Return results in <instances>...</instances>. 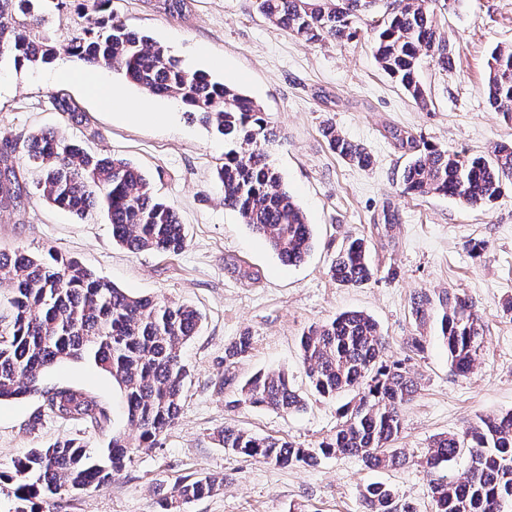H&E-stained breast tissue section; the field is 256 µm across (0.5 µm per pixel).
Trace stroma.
Segmentation results:
<instances>
[{
    "instance_id": "35a3bbf8",
    "label": "stroma",
    "mask_w": 512,
    "mask_h": 512,
    "mask_svg": "<svg viewBox=\"0 0 512 512\" xmlns=\"http://www.w3.org/2000/svg\"><path fill=\"white\" fill-rule=\"evenodd\" d=\"M112 9L188 69L237 87L264 108L279 133L267 151L312 224L315 242L303 263L286 265L225 207L214 184L224 143L185 110L166 126L130 125L101 110L79 86L51 80L53 64L0 63V131L24 137L53 130L84 141L90 152L126 160L174 206L186 233L178 255L133 252L113 241L105 216L80 217L34 195L15 223L0 224V250L51 249L131 296H165L202 315L183 349L187 376L177 422L154 448L136 452L110 484L82 495L66 512H155L158 490L173 495L183 478L206 474L222 475L223 488L183 512H361L359 493L373 482L392 485L418 512H431L427 477L417 464L371 470L358 458L329 456L313 467H278L225 451L216 436L228 423L299 448L318 447L332 435L349 397L312 391L297 341L311 325L346 311L377 320L389 356L409 357L419 378L397 442L407 453L420 454L435 435L462 432L478 417L512 410V312L504 309L512 298V186L478 210L445 197L407 194L401 182L407 157L384 132L396 125L426 143L481 155L512 139V124L493 112L485 90L493 48L512 44V0H430L454 63L445 72L435 58L422 57L419 79L429 97L424 108L380 68L365 24L354 38L308 43L265 19L257 0H191L178 20L147 0H112ZM215 59L223 68L212 67ZM58 95L77 106L85 123L64 119L53 104ZM328 120L370 151V168L349 165L329 149L321 133ZM388 213L394 226L380 230ZM349 237L366 240L374 268L373 278L355 288L336 284L329 274ZM473 240L482 242L481 256L471 254ZM241 266L255 279L242 278ZM442 290L467 293L483 317L484 347L467 377L452 372L435 325L427 327L424 352L412 356L405 346L416 332L413 299ZM243 333L251 336L252 349L228 383L224 346ZM278 369L304 395L303 411L236 404L240 380ZM41 386L86 391L108 409L109 420L88 432L41 415V396L2 400L0 471L69 436H85L93 454L114 435L133 437L117 385L91 362L59 363L43 374Z\"/></svg>"
}]
</instances>
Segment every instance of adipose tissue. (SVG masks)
Returning a JSON list of instances; mask_svg holds the SVG:
<instances>
[{"label": "adipose tissue", "instance_id": "adipose-tissue-1", "mask_svg": "<svg viewBox=\"0 0 512 512\" xmlns=\"http://www.w3.org/2000/svg\"><path fill=\"white\" fill-rule=\"evenodd\" d=\"M54 77L58 80L80 84L102 108L116 112L118 117L127 123L165 124L171 118L170 113L167 112L130 108L126 103L122 89L106 80L100 70L73 69L64 65L56 70Z\"/></svg>", "mask_w": 512, "mask_h": 512}]
</instances>
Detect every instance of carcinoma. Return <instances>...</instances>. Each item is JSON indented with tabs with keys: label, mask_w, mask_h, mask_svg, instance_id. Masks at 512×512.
I'll return each mask as SVG.
<instances>
[{
	"label": "carcinoma",
	"mask_w": 512,
	"mask_h": 512,
	"mask_svg": "<svg viewBox=\"0 0 512 512\" xmlns=\"http://www.w3.org/2000/svg\"><path fill=\"white\" fill-rule=\"evenodd\" d=\"M376 5L377 0H258L259 12L275 25L307 42L328 37H356L361 17L347 2ZM44 0H0V59L14 65L50 63L60 54L91 68L117 67L143 90L179 100L224 140L217 166L224 205L262 237L280 260L296 266L313 245L312 225L284 187L264 144L276 130L263 107L237 88L181 66L168 50L144 32L127 26L111 9L112 0H82L90 23L65 41L44 30ZM166 15L181 19L189 0H154ZM375 57L382 70L411 98L426 104L417 70L422 55L437 56L446 71L452 58L439 44L428 0H390L373 21ZM490 107L512 120V45L496 46L487 71ZM395 147L410 155L402 172L408 194L443 196L478 209L492 204L512 184V141L492 153L468 155L439 148L411 131L387 129ZM330 150L357 167L371 165L367 149L350 140L331 122L322 127ZM38 174L36 193L49 205L84 215L107 212L112 238L131 251L176 254L186 244L184 225L172 205L160 199L150 180L123 159L88 151L81 142L54 131L34 132L22 140L0 136V223L25 208L31 198L26 172ZM329 273L337 284L359 287L373 276L366 241L350 237L337 251ZM0 282L11 288V312L0 314V400L38 393L42 374L69 359H83L110 375L117 384L128 424L136 429L130 442L112 437L97 459L80 437L64 438L35 448L0 472V487L19 501L17 512H56L64 502L104 486L120 474L140 448H152L157 437L178 418L186 369L181 351L195 334L200 314L165 297H133L94 275L74 259L49 250L0 251ZM411 316L423 330L439 321L440 340L459 376L473 372L484 343V322L467 294L422 293ZM388 341L379 324L359 311L312 325L299 339L300 356L313 391L334 398L357 392L340 409L336 433L316 448H296L273 437H260L233 426L218 432L226 450L266 464L312 466L334 454L361 458L369 467L398 469L412 456L395 447L403 408L415 396L419 379L403 360L384 359ZM252 348L243 334L224 347V364L233 367ZM236 403L293 413L304 398L288 372H256L243 379ZM42 412L56 419L97 428L109 420L106 407L71 387L45 392ZM466 467L448 474L451 463ZM428 477L433 512H512V412L479 418L462 433L435 436L418 459ZM224 477L185 479L176 498L157 492L159 512H181V506L212 494ZM362 512H417L383 483L360 493Z\"/></svg>",
	"instance_id": "1"
}]
</instances>
